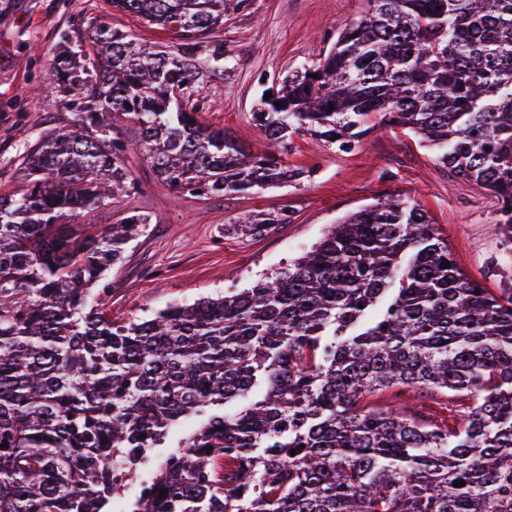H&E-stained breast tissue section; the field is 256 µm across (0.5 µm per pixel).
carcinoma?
<instances>
[{
  "label": "carcinoma",
  "instance_id": "cac0c4a2",
  "mask_svg": "<svg viewBox=\"0 0 512 512\" xmlns=\"http://www.w3.org/2000/svg\"><path fill=\"white\" fill-rule=\"evenodd\" d=\"M224 2L105 0L183 42L92 24L93 50L62 40L37 86L74 96L77 119L40 136L24 188L0 195V512H111L112 461L136 475L189 417L146 512H512V288L470 279L404 200L351 213L249 288L112 320L106 278L150 218L67 220L134 186L114 112L136 119L160 185L193 196L295 179L277 155L291 135L350 147L377 114L492 192L512 243V0H368L322 60L260 99L273 151L258 156L192 103L224 68L222 43L196 58ZM261 383L262 399L224 412ZM384 391L446 396L448 418L365 403Z\"/></svg>",
  "mask_w": 512,
  "mask_h": 512
}]
</instances>
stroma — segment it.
I'll return each mask as SVG.
<instances>
[{
  "label": "stroma",
  "mask_w": 512,
  "mask_h": 512,
  "mask_svg": "<svg viewBox=\"0 0 512 512\" xmlns=\"http://www.w3.org/2000/svg\"><path fill=\"white\" fill-rule=\"evenodd\" d=\"M367 8V0H246L242 6L227 0L224 27L211 40L223 43L226 62L201 85L199 121L223 129L251 153H265L267 141L252 114L267 81L312 65ZM81 17L164 50L179 42L173 32L137 17L108 13L103 0H0V194L22 188L20 163L40 136L75 120L68 96L42 101L29 90L52 59L59 32L78 37L72 21ZM211 42L200 44L199 61H206ZM285 162L302 171L285 186L193 197L159 188L146 159L130 152L135 190L82 218L101 226L132 214L151 218L148 231L109 273L113 319L145 318L168 302L190 304L250 287L300 257L342 217L387 196L424 210L460 268L485 288L498 290L503 273L512 271V250L493 230L497 198L440 164L406 129H376L347 150L297 136ZM281 212L288 223L257 237L226 230L248 214Z\"/></svg>",
  "instance_id": "1"
}]
</instances>
